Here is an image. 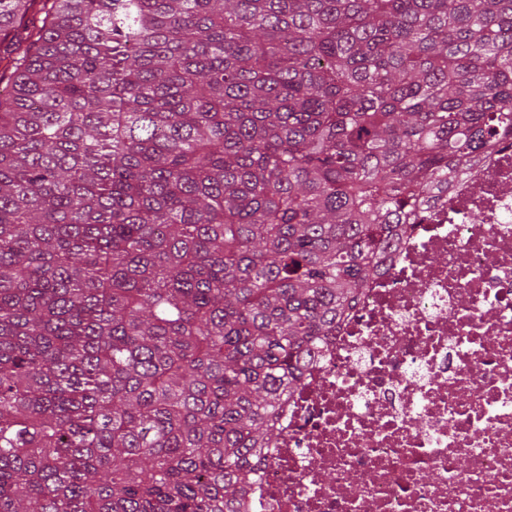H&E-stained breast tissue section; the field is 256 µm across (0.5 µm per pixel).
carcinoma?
Wrapping results in <instances>:
<instances>
[{
    "instance_id": "1",
    "label": "carcinoma",
    "mask_w": 512,
    "mask_h": 512,
    "mask_svg": "<svg viewBox=\"0 0 512 512\" xmlns=\"http://www.w3.org/2000/svg\"><path fill=\"white\" fill-rule=\"evenodd\" d=\"M0 512H240L461 162L512 0H0Z\"/></svg>"
}]
</instances>
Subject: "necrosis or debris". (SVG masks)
Masks as SVG:
<instances>
[{"mask_svg": "<svg viewBox=\"0 0 512 512\" xmlns=\"http://www.w3.org/2000/svg\"><path fill=\"white\" fill-rule=\"evenodd\" d=\"M464 167L305 364L244 512H512V146Z\"/></svg>", "mask_w": 512, "mask_h": 512, "instance_id": "obj_1", "label": "necrosis or debris"}]
</instances>
